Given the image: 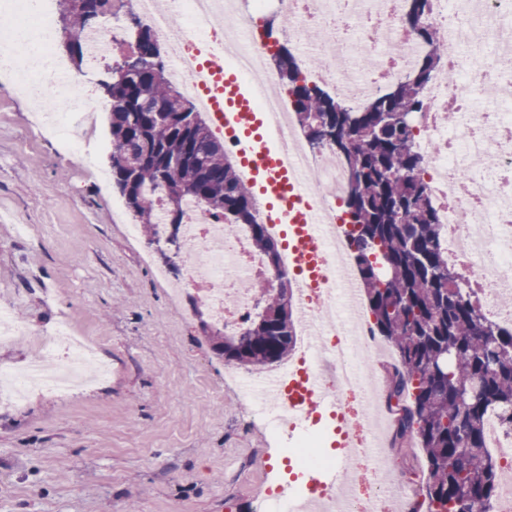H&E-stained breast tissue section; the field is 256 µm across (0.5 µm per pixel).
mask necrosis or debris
<instances>
[{
  "label": "necrosis or debris",
  "mask_w": 512,
  "mask_h": 512,
  "mask_svg": "<svg viewBox=\"0 0 512 512\" xmlns=\"http://www.w3.org/2000/svg\"><path fill=\"white\" fill-rule=\"evenodd\" d=\"M407 5L408 0H250L245 11L240 0H160L141 8L160 40L169 41L173 29H180L181 41L169 51L170 81L195 103L205 98L197 70L204 46L241 82L270 87L268 96L253 103L266 118V138L273 148H285L284 162L310 173L314 204L328 221L335 272L297 299L325 322L324 353L308 352L307 330L296 324L298 356L284 370L318 375L322 389L337 397H360L361 417L384 426L359 438L352 450L354 494L323 491L320 512H383L396 499L403 512H416L420 484L391 474L394 419L383 393V367L377 361L359 362L382 342L373 334L367 311L348 324L338 305L339 273L350 265L349 226L339 211L348 168L331 148L310 150L287 93L266 66L272 46L256 25L268 7H275L289 21L287 34L306 75L359 108L413 70L424 54V44L407 22ZM0 10L14 19L0 30V76L19 78L41 109V133L60 139L71 160L90 165L92 156L77 134L92 119L90 99L84 83L53 51L55 0H0ZM428 22L441 31L447 52L411 124L420 175L441 226L439 249L458 270L463 293L479 299L490 320L512 327V113L507 110L512 83L491 78L492 72L512 66V0H466L456 6L432 0ZM314 28L322 37L312 42L308 34ZM17 42L28 44L27 57L12 52ZM180 240L186 285L203 295L213 322L229 332L257 310L256 276L271 283L276 273L294 271L287 252L280 256L278 272L268 271L242 225L224 223L192 202L184 207ZM27 333L8 308H0V343ZM32 336L38 351L29 371L20 375L0 366V405L21 403L36 388L66 390L84 379L86 365L95 358V340L76 334L69 319ZM259 408L270 416L269 431L287 437L284 451L300 473L335 467L337 457L327 447L336 425L311 419L293 433L288 421L274 417V404L264 400ZM374 442L380 445L375 453L369 450ZM484 445L498 459L502 474L496 512H512V430L499 413L485 418Z\"/></svg>",
  "instance_id": "obj_1"
}]
</instances>
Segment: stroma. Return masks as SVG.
<instances>
[{
    "label": "stroma",
    "instance_id": "35a3bbf8",
    "mask_svg": "<svg viewBox=\"0 0 512 512\" xmlns=\"http://www.w3.org/2000/svg\"><path fill=\"white\" fill-rule=\"evenodd\" d=\"M102 144L92 167L62 160L33 107L0 82V307L97 337L115 377L0 408V512H259L281 453L200 331L193 292L172 303L130 241L134 218L109 171L110 105L92 86ZM31 225L27 235L17 233Z\"/></svg>",
    "mask_w": 512,
    "mask_h": 512
}]
</instances>
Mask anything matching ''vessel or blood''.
Returning <instances> with one entry per match:
<instances>
[{
    "label": "vessel or blood",
    "mask_w": 512,
    "mask_h": 512,
    "mask_svg": "<svg viewBox=\"0 0 512 512\" xmlns=\"http://www.w3.org/2000/svg\"><path fill=\"white\" fill-rule=\"evenodd\" d=\"M204 65L210 74L205 93L213 122L239 142L240 156L251 172L250 187L265 202L266 223L284 225L288 248L295 256L298 292L317 287L328 253L322 217L310 201L307 172L284 166L268 148L262 122L251 110L256 88L225 74L212 56H205ZM267 392L277 408L295 422L340 411L336 396L322 391L318 378L312 375H297L286 384L270 380Z\"/></svg>",
    "instance_id": "b4317fda"
}]
</instances>
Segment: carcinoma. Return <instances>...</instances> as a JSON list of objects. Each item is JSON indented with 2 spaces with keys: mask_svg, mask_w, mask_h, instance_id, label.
I'll return each mask as SVG.
<instances>
[{
  "mask_svg": "<svg viewBox=\"0 0 512 512\" xmlns=\"http://www.w3.org/2000/svg\"><path fill=\"white\" fill-rule=\"evenodd\" d=\"M69 48L85 57L84 10L99 0H59ZM430 0H409L408 23L427 53L406 79L354 110L302 76L295 54L282 45L272 55L279 80L292 96L297 124L310 144L339 142L352 180L344 199L352 224L351 261L372 316L375 334L395 357L389 399L398 407L396 437L423 449L422 494L435 512H493L499 482L484 449L482 422L498 410L512 429V330L483 321L465 297L457 271L438 248L433 203L417 176L410 115L440 67V30L424 23ZM133 72L112 79L109 126L112 183L148 243H160L156 199L164 187L177 194L165 223L179 230L183 203L195 200L229 224L244 226L267 267L278 270L277 242L256 216L253 191L238 164L194 104L170 85L156 62L157 37L142 27ZM209 341L227 364L270 367L295 348L288 276L258 294L257 312L239 331L213 327Z\"/></svg>",
  "mask_w": 512,
  "mask_h": 512,
  "instance_id": "obj_1",
  "label": "carcinoma"
}]
</instances>
